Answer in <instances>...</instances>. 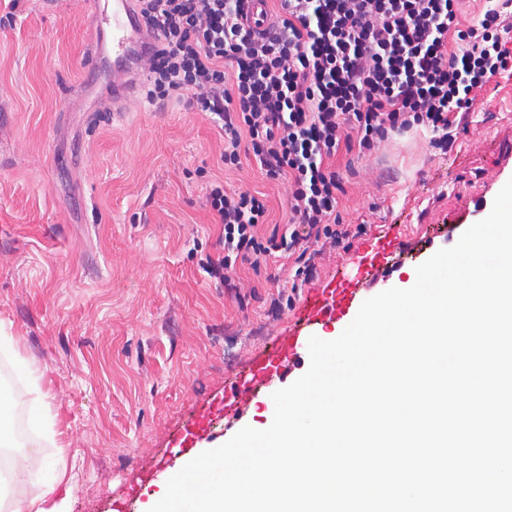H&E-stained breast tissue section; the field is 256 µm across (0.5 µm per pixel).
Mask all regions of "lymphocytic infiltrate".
I'll list each match as a JSON object with an SVG mask.
<instances>
[{"mask_svg":"<svg viewBox=\"0 0 512 512\" xmlns=\"http://www.w3.org/2000/svg\"><path fill=\"white\" fill-rule=\"evenodd\" d=\"M462 0H261L270 25L246 22L245 0H136L156 35L140 85L149 104L191 97L224 138L220 160H254L288 183V234L260 228L262 193L212 183L207 206L224 231V254L203 268L235 289L237 261L259 267L285 252L308 262L311 246L349 232L337 211L339 152H366L422 127L432 144L452 139L487 80L512 71V0H483L476 24Z\"/></svg>","mask_w":512,"mask_h":512,"instance_id":"obj_1","label":"lymphocytic infiltrate"}]
</instances>
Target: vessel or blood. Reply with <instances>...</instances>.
<instances>
[{
    "label": "vessel or blood",
    "mask_w": 512,
    "mask_h": 512,
    "mask_svg": "<svg viewBox=\"0 0 512 512\" xmlns=\"http://www.w3.org/2000/svg\"><path fill=\"white\" fill-rule=\"evenodd\" d=\"M95 33H109L112 38L113 96L134 92L142 73V63L156 41L136 13L135 0H108L92 13ZM403 236L376 242L356 270L337 267L335 275L323 287L308 292L298 310L293 331L280 337L270 351L249 365L244 378L224 387V410L233 412L250 404L258 388L271 385L288 371L301 352L307 351L310 337H324L336 323H351L366 296L360 291L365 281L383 278L389 255L403 243ZM210 433L208 415H201L184 430L179 446L192 454L196 445Z\"/></svg>",
    "instance_id": "1"
}]
</instances>
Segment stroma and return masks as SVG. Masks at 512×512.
I'll use <instances>...</instances> for the list:
<instances>
[{"mask_svg": "<svg viewBox=\"0 0 512 512\" xmlns=\"http://www.w3.org/2000/svg\"><path fill=\"white\" fill-rule=\"evenodd\" d=\"M92 0H0V352L15 407L10 428L30 431L38 402L19 359L41 374L56 431L28 458L65 464L75 490L62 512H148L129 498L159 492L184 458L186 424L215 409L224 384L267 352L304 295L356 262L390 226L406 237L379 293L407 289L418 265L456 244L512 179V73L491 77L448 149L430 135H392L372 154H340L342 244L315 256L297 282L293 259L237 263L239 293L201 268L224 253L206 206L211 182L258 191L271 222L285 221L288 188L255 162L225 169L224 140L188 101L133 97L112 109V69L85 68ZM288 297L275 311L272 297ZM262 389L235 419L215 417L220 446L261 422Z\"/></svg>", "mask_w": 512, "mask_h": 512, "instance_id": "35a3bbf8", "label": "stroma"}]
</instances>
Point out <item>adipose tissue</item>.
<instances>
[{
    "instance_id": "adipose-tissue-1",
    "label": "adipose tissue",
    "mask_w": 512,
    "mask_h": 512,
    "mask_svg": "<svg viewBox=\"0 0 512 512\" xmlns=\"http://www.w3.org/2000/svg\"><path fill=\"white\" fill-rule=\"evenodd\" d=\"M65 475V469L54 465L44 471H32L25 466L23 459H16L10 467V483L35 485L37 492L22 499L0 494V512H60L59 489Z\"/></svg>"
}]
</instances>
